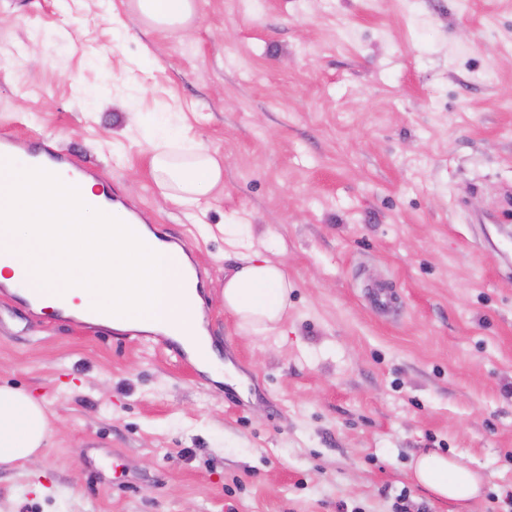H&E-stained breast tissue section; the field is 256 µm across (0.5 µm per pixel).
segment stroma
<instances>
[{
	"mask_svg": "<svg viewBox=\"0 0 512 512\" xmlns=\"http://www.w3.org/2000/svg\"><path fill=\"white\" fill-rule=\"evenodd\" d=\"M184 33L131 0H0V135L45 142L183 238L238 378L0 293V385L44 401L0 512H500L512 492V0H197ZM168 123L224 184L166 200ZM280 261L278 331L224 308L237 256ZM372 281L392 310L371 307ZM478 505L412 478L424 449ZM416 482L441 499L465 501L477 497L481 479L455 458L427 450L412 463Z\"/></svg>",
	"mask_w": 512,
	"mask_h": 512,
	"instance_id": "obj_1",
	"label": "stroma"
}]
</instances>
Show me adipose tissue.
<instances>
[{
  "mask_svg": "<svg viewBox=\"0 0 512 512\" xmlns=\"http://www.w3.org/2000/svg\"><path fill=\"white\" fill-rule=\"evenodd\" d=\"M141 21L151 27L181 32L191 27L197 0H134ZM151 169L162 195L174 202L197 205L223 180L220 160L205 151L191 160L176 161L182 142L164 125L152 132ZM237 269L224 282V307L241 330L260 333L275 329L288 309V277L280 262L239 254ZM48 409L29 393L0 387V463L32 462L50 437ZM416 482L441 499L465 501L477 497L479 475L458 460L427 450L412 463Z\"/></svg>",
  "mask_w": 512,
  "mask_h": 512,
  "instance_id": "adipose-tissue-1",
  "label": "adipose tissue"
}]
</instances>
